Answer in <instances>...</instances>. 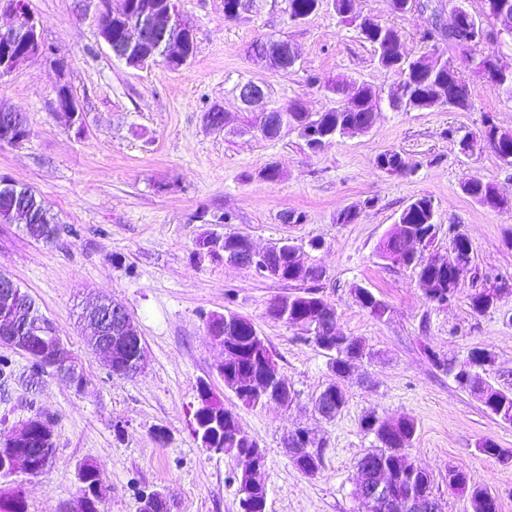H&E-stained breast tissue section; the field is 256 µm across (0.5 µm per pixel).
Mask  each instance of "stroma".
<instances>
[{
	"label": "stroma",
	"instance_id": "obj_1",
	"mask_svg": "<svg viewBox=\"0 0 512 512\" xmlns=\"http://www.w3.org/2000/svg\"><path fill=\"white\" fill-rule=\"evenodd\" d=\"M428 2L426 9L399 14L391 0H356V10L394 26L405 52L418 55L428 49L422 34L433 15L449 21L454 4ZM242 3L229 20L224 0H178L193 28L195 54L171 70L131 68L116 59L81 0H30L43 41L66 68L38 57L0 77V108L23 115L30 129L24 145L0 144V174L31 187L64 232L50 246L20 225L0 224V271L33 296L81 358L86 384L78 390L47 374L30 390L29 358L0 345L15 369L0 396V441L19 434L32 401L53 424L47 471L17 478L29 512H61L77 495L78 469L87 461L104 466L109 491L101 512H138L141 497L154 491L167 493L171 512H239L232 462L201 448L189 426L203 381L221 393L264 454L268 512H358L356 462L375 444L360 421L372 411L415 422L409 459L432 474L444 512H469L468 502L448 490L452 465L488 488L500 512H512V464L478 449L489 438L512 450V424L494 420L434 363L483 348L495 359L492 382L512 389V293L483 314L468 304L475 288L512 277V210L478 204L462 190L464 181L479 179L512 198V166L488 149L461 158L449 135L480 132L486 115L512 129V100L472 78L466 111L396 112L384 104L366 134L327 141L315 152L293 131L265 139L238 98L245 82L262 83L270 105L298 101L314 113L336 104L326 79L341 76L383 98L395 77L333 8L293 23L287 0ZM269 37L294 45L295 68L281 71L251 54L254 41ZM61 80L83 110L81 129L66 128L57 114ZM216 104L227 117L221 132L204 121ZM386 150L405 153L414 171H381L375 160ZM271 164L278 180L262 176ZM422 196L437 214L431 254L448 257L453 230L472 244V266L446 306L424 299L411 270L378 256L401 210ZM353 205L362 209L358 219L337 223V213ZM286 211L300 215V223H281ZM212 230L260 248L284 237L321 240L306 260L326 273L322 291L339 331L362 337L371 353L346 381L347 403L335 419L322 420L313 410L331 380L328 357L267 314L290 285L225 264L220 254L197 256V241ZM358 287L371 289L388 313L377 318L363 309L354 296ZM91 295L118 301L132 315L147 351L142 374L112 375L105 358L86 349L78 315ZM228 310L248 317L265 338L297 394L292 406L251 408L225 390L216 371L223 354L206 321ZM297 427L312 429L323 448L316 476L301 474L283 446L284 435Z\"/></svg>",
	"mask_w": 512,
	"mask_h": 512
}]
</instances>
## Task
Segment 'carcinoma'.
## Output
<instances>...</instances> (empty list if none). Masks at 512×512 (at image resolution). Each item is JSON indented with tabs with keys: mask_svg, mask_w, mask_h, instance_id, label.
Returning <instances> with one entry per match:
<instances>
[{
	"mask_svg": "<svg viewBox=\"0 0 512 512\" xmlns=\"http://www.w3.org/2000/svg\"><path fill=\"white\" fill-rule=\"evenodd\" d=\"M173 0H134V7L121 23L112 24L113 37L124 42L136 29L137 12L146 3L158 4L167 7ZM323 0H288V19L291 22L302 21L322 7ZM336 15L347 25L357 30L359 37L373 47L378 64L385 70L397 73L404 81V88L408 97L404 99L388 98V106L394 111L412 112L434 107H442L444 103L429 94V88L438 81L453 80L456 76L453 61L441 58L439 42L444 35L436 26L429 27L423 33V40L430 44L428 54H422L412 62L402 60L398 42L399 32L392 26L382 24L370 17L357 16L353 19L349 13L355 11V0H330ZM502 6L501 11L489 13L482 10L471 14L467 26L458 30L456 38L448 39L449 43L461 42L465 48L479 52L481 46L491 44L502 36L512 39V31L503 32L498 17L512 18V0H497ZM480 62L486 67L485 82L489 87L512 99V74L505 75L496 69L495 56L480 55ZM333 93H340L344 89L358 91L363 94L364 105L356 110L352 105H338L324 112L311 113L304 110L299 102L288 104V127L297 131L309 149H315V139L312 129L337 128L345 123L354 125L366 122L368 110L375 106V95L370 88L345 81L334 80L325 84ZM377 167L388 173H401L410 167L408 158L395 150H387L376 158ZM6 177H0V224H13L24 221L27 234L44 244H53L59 236L61 225L53 214L37 197L35 192L26 186L10 187L4 185ZM463 191L482 205L493 208L497 204L492 199H503L490 183L479 179H472L463 184ZM399 227L391 231L379 246V257L392 265L410 269L418 282L428 281L430 286L423 289L424 297L433 303L449 304L457 295V277L448 268L437 263L435 257H408L401 248V235L407 230L412 235L427 238V244L433 245L437 221L436 211L432 200L428 197H419L411 201L398 216ZM282 272L281 278L294 286L292 292L294 299L288 305V313L278 312L277 304L272 302L267 308L268 316L286 324L289 327L299 321L311 305L322 306L316 335L305 336L303 340L315 345H321V340H330L331 346L326 355L330 359L332 380L323 389V392L332 393L333 400L328 408H319L318 414L324 419H333L340 414L346 405V390L344 381L350 375L353 364L366 356V344L362 338L350 336L338 331L336 310L322 295L321 284L325 278L323 269L308 266L294 270L293 260L285 255L276 258ZM502 288L512 291V279H500L492 284L480 288L469 296V306L473 312L482 314L492 309L491 297L494 292ZM356 300L360 306L369 311L376 318L383 317L388 311V305L368 288L354 289ZM15 314L23 320L31 322H46V318L38 309L35 299L23 292L22 301L15 309H4L0 304V318ZM219 317L212 315L208 318V329H213L214 322ZM221 319V325L216 335L224 336V345L233 346L241 350L250 345L254 324L245 316L229 311ZM494 363L492 354L481 348L471 349L460 361L444 362L439 364L446 367L448 372L454 374L457 384L464 390L473 394L491 414L512 421V391L501 389L492 384L488 378L490 368ZM253 367L251 358L239 357L224 363V382L229 384L232 377L240 371ZM293 400V392L271 383V388L264 395H257L243 400V403L252 406H264L268 403L288 405ZM199 425L204 428L212 440L211 447L222 449L223 453L235 462V479L239 484L240 512H266L268 490L263 487L258 490L252 486V474L249 449L258 447L256 441L249 439L248 432L241 425L236 414L229 408L224 409V432L216 431L210 426V418L206 415L199 417ZM360 427L366 434L374 436L378 442L377 449L364 454L358 460V470L365 472V479L372 484H383L385 500L375 501L373 504L365 503L360 506L361 512H416L413 503L434 495L433 479L430 473L422 468L409 465L400 468V461L407 458V451L412 447L417 426L411 419L401 418L394 422L388 417L380 416L374 412L365 415L360 421ZM305 440L297 442L294 447L288 448L293 465L306 476H315L322 469L323 449L314 446V438L309 429H302ZM23 447L34 454L39 462L49 461L52 458L55 442H49L32 429L23 440ZM479 451L484 455L493 457L502 463L512 461V452L497 447V444L487 438L481 442ZM448 487L455 493L465 496L474 502L481 497L492 498L489 489L477 487L470 483L468 473L461 468L448 469Z\"/></svg>",
	"mask_w": 512,
	"mask_h": 512,
	"instance_id": "obj_1",
	"label": "carcinoma"
}]
</instances>
